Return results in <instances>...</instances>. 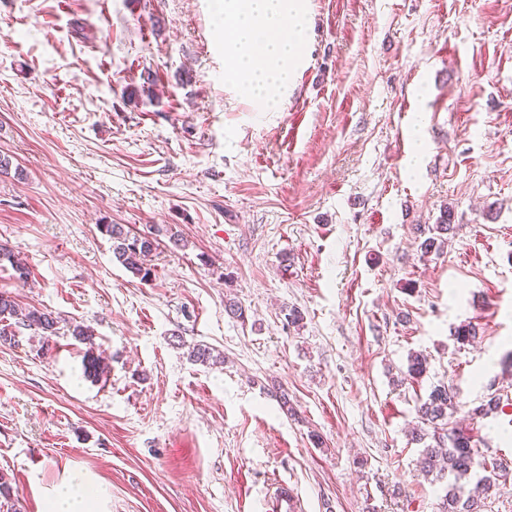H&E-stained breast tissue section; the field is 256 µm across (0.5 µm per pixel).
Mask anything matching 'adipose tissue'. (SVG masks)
Instances as JSON below:
<instances>
[{
    "instance_id": "adipose-tissue-1",
    "label": "adipose tissue",
    "mask_w": 512,
    "mask_h": 512,
    "mask_svg": "<svg viewBox=\"0 0 512 512\" xmlns=\"http://www.w3.org/2000/svg\"><path fill=\"white\" fill-rule=\"evenodd\" d=\"M227 79L260 111L275 112L288 97L292 72L303 59L309 0H221ZM95 489L78 477L57 487L46 512H91Z\"/></svg>"
}]
</instances>
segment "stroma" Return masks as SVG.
Listing matches in <instances>:
<instances>
[{
    "instance_id": "obj_1",
    "label": "stroma",
    "mask_w": 512,
    "mask_h": 512,
    "mask_svg": "<svg viewBox=\"0 0 512 512\" xmlns=\"http://www.w3.org/2000/svg\"><path fill=\"white\" fill-rule=\"evenodd\" d=\"M222 38L217 0H0V242L31 271L0 264V291L60 318L0 345V512L74 474L102 512H268L277 482L301 512H439L410 430L443 382L512 467V0H310L277 112L226 81ZM103 224L185 246L144 282ZM452 223V210L448 208L447 206L441 210L439 217L436 220V224H424L423 228L422 225H419L418 230L420 231V234H429L430 236L426 237L420 244V248L424 254L431 253L432 251H440V248H442V244L444 246V243L447 239L443 238V235L448 234V231L451 228ZM69 331L71 336L81 343L89 345L84 355V373L88 378L99 379L106 373L100 354H97L92 342V332L89 327L81 323H71Z\"/></svg>"
}]
</instances>
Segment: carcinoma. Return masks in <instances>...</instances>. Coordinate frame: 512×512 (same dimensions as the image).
<instances>
[{"mask_svg": "<svg viewBox=\"0 0 512 512\" xmlns=\"http://www.w3.org/2000/svg\"><path fill=\"white\" fill-rule=\"evenodd\" d=\"M452 210H441L436 223L419 228L426 235L420 248L423 253L440 251L445 243L443 235L451 228ZM99 230L112 240V253L133 275L142 281L152 277V268L147 258L160 245L159 236L162 229L152 227L144 233H132L122 224H101ZM8 261L13 271L12 277L25 284L31 276L30 269L14 257L12 250L0 244V262ZM0 319L10 323L0 324V345L12 344L18 329L33 331L44 341L57 335L58 317L52 312L37 307L21 308L13 295L0 292ZM71 336L81 343L89 345L84 355V373L87 377L98 379L106 373L99 354L94 349L92 332L81 323L70 325ZM453 337L462 346L473 343L478 338L476 328L469 323L455 327ZM428 359L420 353H412L408 358L407 376L418 380L426 374ZM460 410L458 393L451 384L434 386L425 401L417 410L419 425L412 431V439L424 444L417 460L419 474L434 481H447L442 503L443 512H482L478 505L484 504L490 489L496 485L498 477L496 463L488 464L480 460L472 436L461 429L449 427L448 417ZM431 443H425V439ZM477 477L475 484H470L471 477Z\"/></svg>", "mask_w": 512, "mask_h": 512, "instance_id": "carcinoma-1", "label": "carcinoma"}]
</instances>
